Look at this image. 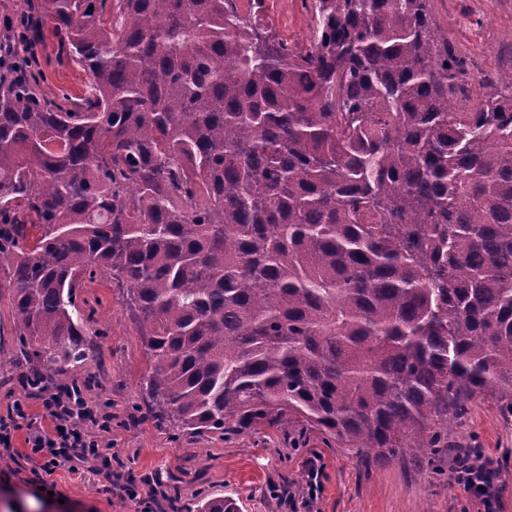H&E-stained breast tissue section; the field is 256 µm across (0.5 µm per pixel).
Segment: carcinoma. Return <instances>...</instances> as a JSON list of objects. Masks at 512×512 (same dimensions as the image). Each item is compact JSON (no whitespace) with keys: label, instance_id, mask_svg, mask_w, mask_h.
I'll return each instance as SVG.
<instances>
[{"label":"carcinoma","instance_id":"cac0c4a2","mask_svg":"<svg viewBox=\"0 0 512 512\" xmlns=\"http://www.w3.org/2000/svg\"><path fill=\"white\" fill-rule=\"evenodd\" d=\"M315 2L294 50L234 0H0L29 32L0 30L16 329L67 376L99 269L183 434L288 426L366 470L412 453L446 476L449 420L475 398L512 418V70L459 107L431 0ZM47 33L88 75L82 106L16 64Z\"/></svg>","mask_w":512,"mask_h":512}]
</instances>
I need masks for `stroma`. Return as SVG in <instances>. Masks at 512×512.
Returning a JSON list of instances; mask_svg holds the SVG:
<instances>
[{"label": "stroma", "instance_id": "1", "mask_svg": "<svg viewBox=\"0 0 512 512\" xmlns=\"http://www.w3.org/2000/svg\"><path fill=\"white\" fill-rule=\"evenodd\" d=\"M315 0H237L241 16L256 19L293 48L308 47L316 27ZM433 13L466 59L468 94L481 99L488 81L512 67V0H433ZM31 61L39 89L58 101L79 104L88 77L53 36L36 40ZM0 267V415L22 404L41 416L58 382L27 383L40 370L21 347L8 288ZM90 339L87 356L71 367L67 383L79 384L91 407L112 414L108 435L115 459L111 479L87 469L61 467L32 486L38 465L30 458L26 430L0 447V512H140L124 497L129 482L150 475L160 484L153 512H192L205 497L234 498L240 512H461L465 493L450 480H431L414 461L360 468L342 449L326 447L318 435L269 429L224 441L185 438L148 411L142 383L150 368L121 288L96 273L76 291ZM454 441L478 442L500 471V512H512V421L493 404L474 399L468 414L450 427ZM322 468L321 490L308 499V462Z\"/></svg>", "mask_w": 512, "mask_h": 512}]
</instances>
